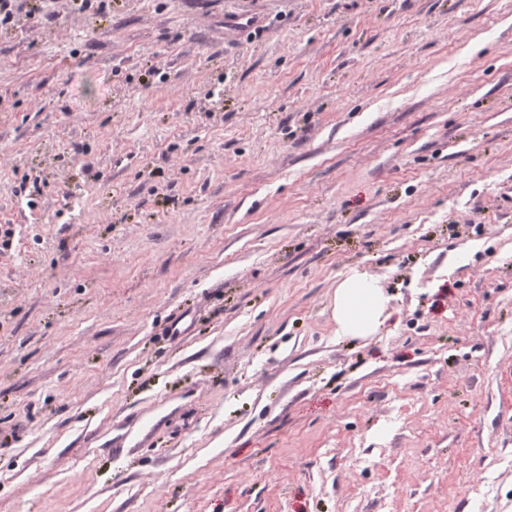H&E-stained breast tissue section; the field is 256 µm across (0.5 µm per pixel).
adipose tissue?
<instances>
[{
    "instance_id": "adipose-tissue-1",
    "label": "adipose tissue",
    "mask_w": 512,
    "mask_h": 512,
    "mask_svg": "<svg viewBox=\"0 0 512 512\" xmlns=\"http://www.w3.org/2000/svg\"><path fill=\"white\" fill-rule=\"evenodd\" d=\"M388 298L376 279L364 272L346 277L337 287L334 318L341 336L366 337L382 325Z\"/></svg>"
}]
</instances>
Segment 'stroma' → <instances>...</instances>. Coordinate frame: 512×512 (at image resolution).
<instances>
[{"instance_id": "35a3bbf8", "label": "stroma", "mask_w": 512, "mask_h": 512, "mask_svg": "<svg viewBox=\"0 0 512 512\" xmlns=\"http://www.w3.org/2000/svg\"><path fill=\"white\" fill-rule=\"evenodd\" d=\"M0 512H512L504 0H25ZM388 301L373 276L364 272L350 274L336 288L334 318L337 334L373 335L384 322Z\"/></svg>"}]
</instances>
